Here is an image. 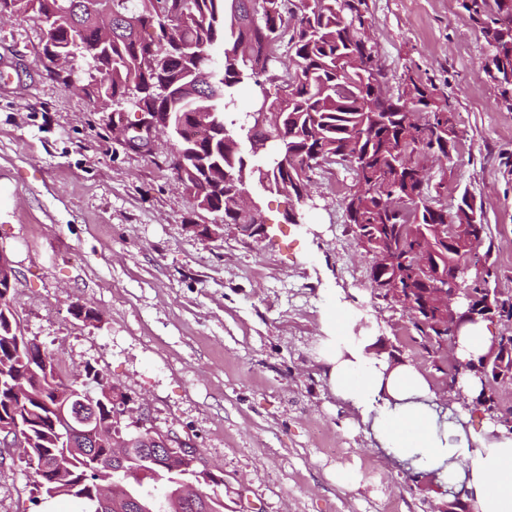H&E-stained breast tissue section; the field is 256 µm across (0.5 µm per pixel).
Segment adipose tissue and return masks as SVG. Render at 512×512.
Segmentation results:
<instances>
[{
    "instance_id": "ef3b65f1",
    "label": "adipose tissue",
    "mask_w": 512,
    "mask_h": 512,
    "mask_svg": "<svg viewBox=\"0 0 512 512\" xmlns=\"http://www.w3.org/2000/svg\"><path fill=\"white\" fill-rule=\"evenodd\" d=\"M375 342L348 303L326 309L318 345L331 390L398 459L429 473L445 469L449 482L464 485L472 512H512V433L488 419L478 429L440 422L426 376L378 354Z\"/></svg>"
}]
</instances>
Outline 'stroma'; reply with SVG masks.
Instances as JSON below:
<instances>
[{"mask_svg":"<svg viewBox=\"0 0 512 512\" xmlns=\"http://www.w3.org/2000/svg\"><path fill=\"white\" fill-rule=\"evenodd\" d=\"M367 3L390 95L413 73L454 112L455 147L430 158L432 182L449 205L466 190L482 203L491 236L478 256L512 291V96L488 75L482 23L464 0ZM44 44L37 19L0 21V248L27 335L65 375L92 365L153 425L192 439L224 478V512H438L447 484L378 448L318 360L340 288L373 319L378 351L448 389L447 363L370 287V258L343 222L348 174L314 171V209L252 187L268 238L201 235L215 217L177 183L168 138L149 156L115 139L111 111L46 70ZM76 304L98 320L76 318ZM31 489L22 463L0 464V512H80Z\"/></svg>","mask_w":512,"mask_h":512,"instance_id":"stroma-1","label":"stroma"}]
</instances>
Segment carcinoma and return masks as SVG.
<instances>
[{
	"label": "carcinoma",
	"instance_id": "obj_1",
	"mask_svg": "<svg viewBox=\"0 0 512 512\" xmlns=\"http://www.w3.org/2000/svg\"><path fill=\"white\" fill-rule=\"evenodd\" d=\"M112 11V44L96 54L83 70L81 90L100 105L138 93L136 109L156 112L167 127L173 152L185 164L179 185L196 206L224 215L226 224H246L238 201L252 179L281 191L293 170L305 183L319 167L341 165L350 184L342 200L345 223L359 238L375 224H386L400 255L414 241L397 230L414 224L420 234L433 236V225L469 224L477 220L475 249L460 254L452 246L438 247L443 268L476 259V248L490 228L473 198L463 194L454 211L429 200L428 156L448 155L454 148L453 114L448 105L432 102L423 83L414 80L397 97L374 98L364 89L361 73L368 67L385 74L366 36L367 0H105ZM465 8L486 16L493 80L512 86V3L509 0H468ZM0 13L29 15L54 27V42L45 43L48 56L71 49L98 32L97 11L89 0H0ZM286 46L289 63L278 72L279 50ZM242 84L255 88V100L238 109L235 91ZM267 91L269 111L281 114L280 124L258 126L251 113ZM209 112V126L198 127L195 116ZM405 134V158L395 153ZM270 140L277 157L247 162L242 144ZM421 338L441 343L429 331L426 315L416 306L403 307ZM23 329L11 303L0 292V380L24 373L29 393L19 421L37 463L49 467L55 483L39 484V470L25 462L36 493L47 499L68 495L81 504L93 496L95 483H120L143 504V512H188L173 487L183 478L181 463L158 470L159 476L139 482L128 475L143 466L152 448L139 434H126L113 419L118 406L106 390L112 383L87 366L85 380L100 387L92 400L81 384L39 371L28 372L31 348L17 342ZM112 432V439L133 441L126 471L87 470L78 430L82 411ZM206 487L203 512H224V498Z\"/></svg>",
	"mask_w": 512,
	"mask_h": 512
}]
</instances>
